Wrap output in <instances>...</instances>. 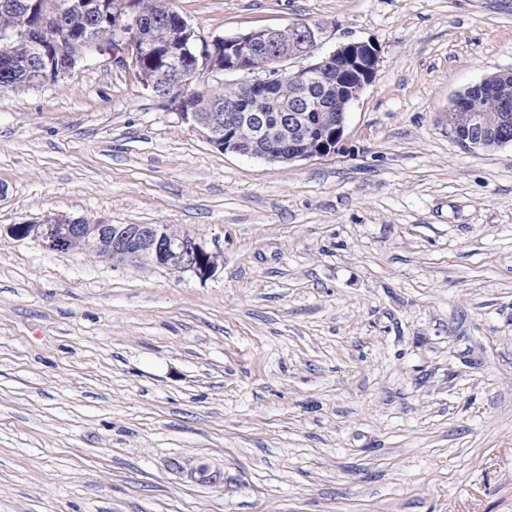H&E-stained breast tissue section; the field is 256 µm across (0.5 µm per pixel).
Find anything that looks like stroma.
I'll return each mask as SVG.
<instances>
[{
    "label": "stroma",
    "instance_id": "35a3bbf8",
    "mask_svg": "<svg viewBox=\"0 0 512 512\" xmlns=\"http://www.w3.org/2000/svg\"><path fill=\"white\" fill-rule=\"evenodd\" d=\"M379 68L335 153L219 151L99 57L0 90V512H512V144L448 132L512 0H171ZM169 224L206 279L8 233ZM206 466L211 481L195 479Z\"/></svg>",
    "mask_w": 512,
    "mask_h": 512
}]
</instances>
